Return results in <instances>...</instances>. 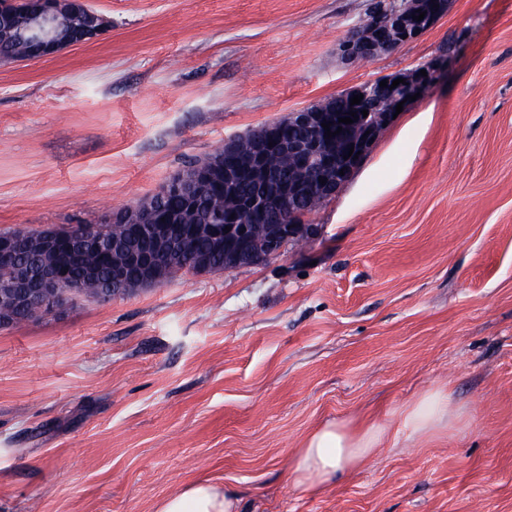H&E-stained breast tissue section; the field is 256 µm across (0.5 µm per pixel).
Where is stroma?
<instances>
[{
  "label": "stroma",
  "mask_w": 512,
  "mask_h": 512,
  "mask_svg": "<svg viewBox=\"0 0 512 512\" xmlns=\"http://www.w3.org/2000/svg\"><path fill=\"white\" fill-rule=\"evenodd\" d=\"M91 42L0 67V232L100 224L225 141L443 59L312 240L0 327V512H156L199 479L242 512H512V0H450L362 63L371 0H90ZM461 416L409 439L403 408ZM381 429L295 487L320 424ZM459 416L448 392L436 389L422 395L403 410L402 424L410 435H420L443 428L446 421L449 427ZM379 443L378 427L332 421L315 428L296 450L293 466L297 487L320 492L344 474L360 469Z\"/></svg>",
  "instance_id": "1"
}]
</instances>
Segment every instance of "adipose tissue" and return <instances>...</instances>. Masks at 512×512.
<instances>
[{"instance_id": "ef3b65f1", "label": "adipose tissue", "mask_w": 512, "mask_h": 512, "mask_svg": "<svg viewBox=\"0 0 512 512\" xmlns=\"http://www.w3.org/2000/svg\"><path fill=\"white\" fill-rule=\"evenodd\" d=\"M459 416L447 391L436 389L403 410L402 424L409 434L420 435L441 429ZM378 443V429L373 425L358 427L349 421L320 425L296 450L294 483L322 491L344 474L360 469ZM157 512H241V499L233 489L199 481L163 499Z\"/></svg>"}]
</instances>
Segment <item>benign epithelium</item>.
I'll return each mask as SVG.
<instances>
[{"instance_id": "7a95c632", "label": "benign epithelium", "mask_w": 512, "mask_h": 512, "mask_svg": "<svg viewBox=\"0 0 512 512\" xmlns=\"http://www.w3.org/2000/svg\"><path fill=\"white\" fill-rule=\"evenodd\" d=\"M449 2L433 0L431 6L423 7L404 0L399 7L380 8L373 20L348 32L341 43L344 59L350 62L371 59L418 39L447 13ZM422 12L423 20L413 19ZM1 25L9 32L18 27L33 37V48L24 57L32 61L77 45L74 41L77 36L82 44L95 39L104 31L106 20L90 6L89 0H0ZM424 70L425 77L417 69L403 75L405 83L393 89L390 85L395 77L387 78L385 87L374 79L340 98L348 102L356 95H363L360 103L350 107L352 112L379 97H390L396 104L403 101L408 106L407 98L425 91L438 78L436 64L431 63ZM324 123L330 124V131L337 130L339 134L326 135ZM377 135L378 126L361 114L352 124H340L326 112L305 107L284 122L265 124L246 136L252 149L248 167H242L238 161L242 139H233L224 143L213 163L188 167L165 184V192L179 197L187 207L195 206L201 188L212 183H220L226 190L235 189L247 179H261L272 185V191L252 197L237 210L224 214L222 224H178L172 217L161 218L153 206L138 203L126 212L110 214L103 224L86 225L76 235L47 230L0 235V266L13 269L11 278L0 280V299L9 303V308L0 311V326L12 324L18 314L31 320L56 312L81 297L82 280L94 277L101 268L109 270L111 284L100 296L101 302H110L137 287L162 282L158 257L136 247L134 241L139 238L163 242L168 246V253L173 254L184 239L203 237L211 253H224L226 270L257 265L280 255L288 241L306 230L304 226L289 223L294 205L313 191L324 195L340 191ZM334 147L347 155L341 167L329 155ZM351 147L354 151L350 156ZM274 149L298 156L303 175L289 181L271 173L264 160ZM321 178L326 183H319ZM121 221L128 224L130 239H114L111 245H104L106 225ZM255 224L269 225L267 240L261 248L255 242ZM227 226L231 230H225ZM30 238L38 240L41 251L53 258L36 272L19 259L22 242ZM88 253L97 254L98 263L84 267L82 260Z\"/></svg>"}]
</instances>
